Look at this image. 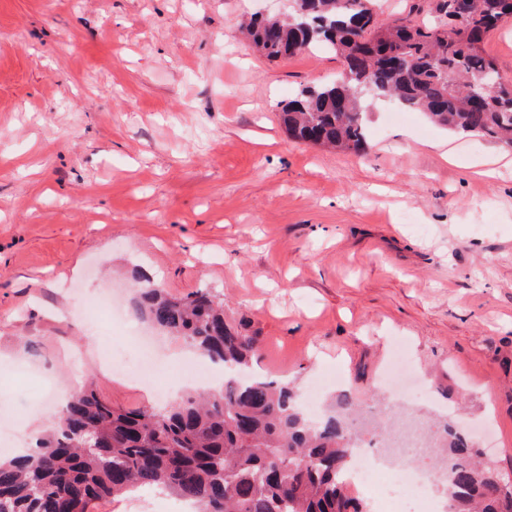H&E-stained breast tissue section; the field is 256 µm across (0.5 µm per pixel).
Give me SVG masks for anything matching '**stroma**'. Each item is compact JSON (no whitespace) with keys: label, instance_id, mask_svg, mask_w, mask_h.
Here are the masks:
<instances>
[{"label":"stroma","instance_id":"1","mask_svg":"<svg viewBox=\"0 0 512 512\" xmlns=\"http://www.w3.org/2000/svg\"><path fill=\"white\" fill-rule=\"evenodd\" d=\"M289 0H0V421L24 447L59 418L12 366L113 405L158 407L121 326L137 275L201 288L261 339L255 367L307 393L342 375L373 403L396 344L433 400L491 426L512 475V148L406 112L354 154L288 140L279 114L333 79L331 52L271 61L241 17Z\"/></svg>","mask_w":512,"mask_h":512}]
</instances>
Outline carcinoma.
Listing matches in <instances>:
<instances>
[{"mask_svg":"<svg viewBox=\"0 0 512 512\" xmlns=\"http://www.w3.org/2000/svg\"><path fill=\"white\" fill-rule=\"evenodd\" d=\"M291 2L284 17L242 24L250 44L272 61L331 49L343 68L288 101L280 123L289 139L359 152L363 114L393 103L512 148V80L483 51L512 20V0H411L391 23L378 19L374 0ZM133 311L248 380L193 389L159 408H116L89 382L27 455L0 461V512H93L99 500L139 487L174 493L200 512H368L344 479L363 404L343 393L313 421L294 387L253 375L259 338L207 289L177 297L148 282ZM442 447L452 512H512V483L478 458L466 429L444 424Z\"/></svg>","mask_w":512,"mask_h":512,"instance_id":"carcinoma-1","label":"carcinoma"}]
</instances>
